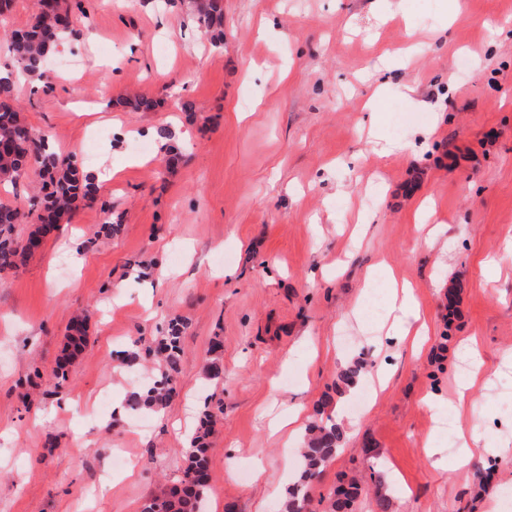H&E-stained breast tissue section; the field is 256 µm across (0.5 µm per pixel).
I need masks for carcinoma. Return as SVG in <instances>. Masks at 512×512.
Instances as JSON below:
<instances>
[{
	"mask_svg": "<svg viewBox=\"0 0 512 512\" xmlns=\"http://www.w3.org/2000/svg\"><path fill=\"white\" fill-rule=\"evenodd\" d=\"M197 21L204 33L211 35L216 47H224L223 0H193ZM74 36L71 15L63 0H39V11L25 28L15 31L9 41V52L14 61L8 76H0V179L15 182L37 171L41 181L39 194L33 198L30 209L0 203V272L24 263L32 254V246L40 242L45 230L57 228L70 220L81 209L95 201L94 176L81 174L69 157L55 151L49 135L30 126L16 104L15 86L22 79L39 78L43 87L45 62L64 42ZM123 104L136 112H152L157 103L146 95H135ZM36 217V227L27 238L14 236L18 224L29 223ZM186 324L174 320L164 334L157 338L149 351L162 358L166 371L134 391L133 405L153 411L164 409L176 394L175 374L179 371L181 340ZM366 364L358 361L337 374L336 392L358 382ZM224 413L223 406L204 405L190 447L185 449L186 466L175 485L145 500L141 512H202L210 487L207 439L215 418ZM343 440V429L333 421L315 422L308 428L304 447L300 449L301 465L297 479L288 489L284 512H314L311 509V489L326 464L335 456ZM361 495L356 478L337 486L333 494L319 503L323 512H354Z\"/></svg>",
	"mask_w": 512,
	"mask_h": 512,
	"instance_id": "cac0c4a2",
	"label": "carcinoma"
}]
</instances>
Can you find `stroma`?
<instances>
[{"label": "stroma", "instance_id": "stroma-1", "mask_svg": "<svg viewBox=\"0 0 512 512\" xmlns=\"http://www.w3.org/2000/svg\"><path fill=\"white\" fill-rule=\"evenodd\" d=\"M394 2L383 12L375 0H224L217 48L191 0H68L81 36L51 58L53 91L25 80L15 97L79 170L116 175L0 273V512H140L180 476L209 399L224 414L209 438L206 512H280L301 439L271 428L298 405L344 431L313 497L343 475L377 473L390 512H500L512 492V265L488 261L512 242V35L495 29L512 20V0H459L452 17L449 0ZM412 44L370 124L378 68ZM406 82L428 107L402 96ZM133 93L158 100L156 111L113 106ZM161 125L177 162L131 149ZM96 127L108 137L90 140ZM389 140L404 151L383 154ZM427 197L458 233L431 251L414 220ZM108 215L122 230L97 242ZM74 236L87 244L79 263L65 252ZM381 263L415 290L428 328L420 350L380 331L391 310L352 314ZM78 310L88 346L60 383L55 361ZM177 317L187 329L169 406L100 409L102 391L124 401L140 384L123 352L145 351ZM217 338L222 374L210 378ZM467 339L481 360L476 413L456 393ZM358 359L386 365L385 389L363 412L353 394L317 412ZM428 393L449 402L457 430L482 418L493 454L431 468L423 442L447 440L421 403ZM112 448L129 457L125 473L112 474Z\"/></svg>", "mask_w": 512, "mask_h": 512}]
</instances>
